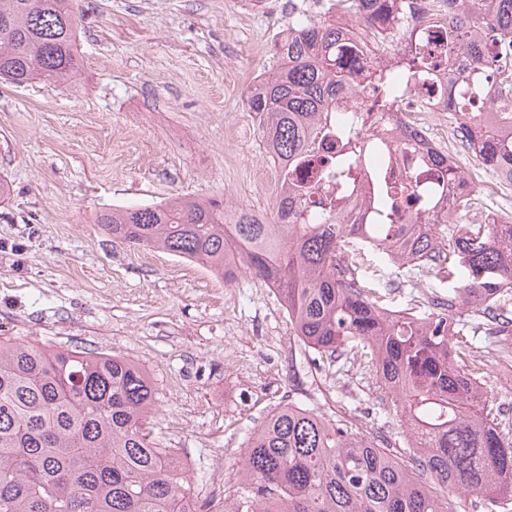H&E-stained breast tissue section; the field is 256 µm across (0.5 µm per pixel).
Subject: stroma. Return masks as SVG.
<instances>
[{
  "label": "stroma",
  "instance_id": "35a3bbf8",
  "mask_svg": "<svg viewBox=\"0 0 512 512\" xmlns=\"http://www.w3.org/2000/svg\"><path fill=\"white\" fill-rule=\"evenodd\" d=\"M77 0L72 84L0 81V337L128 358L152 376L158 447L176 448L195 500H219L247 435L295 399L345 416L375 442L383 392L366 365L306 359L272 288L225 285L202 265L113 242L101 211L176 196L274 218L276 171L247 92L276 65L274 43L320 0ZM365 277L412 307L433 271L374 257ZM485 389L512 415V368L480 349Z\"/></svg>",
  "mask_w": 512,
  "mask_h": 512
}]
</instances>
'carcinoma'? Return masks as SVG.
Here are the masks:
<instances>
[{
    "label": "carcinoma",
    "mask_w": 512,
    "mask_h": 512,
    "mask_svg": "<svg viewBox=\"0 0 512 512\" xmlns=\"http://www.w3.org/2000/svg\"><path fill=\"white\" fill-rule=\"evenodd\" d=\"M77 0H0V79L50 77L69 84L80 69ZM448 13V43L463 61L480 60L476 34L512 46V0H325L323 17L300 15L274 44L276 71L249 89L267 153L309 168L319 145L349 110L336 92L350 84L346 60L360 52L344 22L361 20L378 47L403 40L423 7ZM487 71L506 135L474 138L465 124L455 143L496 156L512 172V56ZM485 81L475 72L457 98L472 106ZM307 191L287 187L275 223L216 199H175L112 208L96 223L112 240L202 263L224 282L250 276L271 286L295 336L322 362H360L394 399L413 453L377 444L339 415L288 402L249 433L219 512H458L453 490L480 494L512 512V420L488 401L490 374L475 343L495 339L512 366V234L503 224H468L450 238L427 214L407 236L405 259L385 247L400 224H341L335 207L306 206ZM370 251L392 263L427 268L448 286L412 308L387 307L359 272ZM472 308L470 319L459 314ZM154 383L134 362L77 349H51L0 337V512H189L192 477L176 448H158L150 421Z\"/></svg>",
    "instance_id": "1"
}]
</instances>
